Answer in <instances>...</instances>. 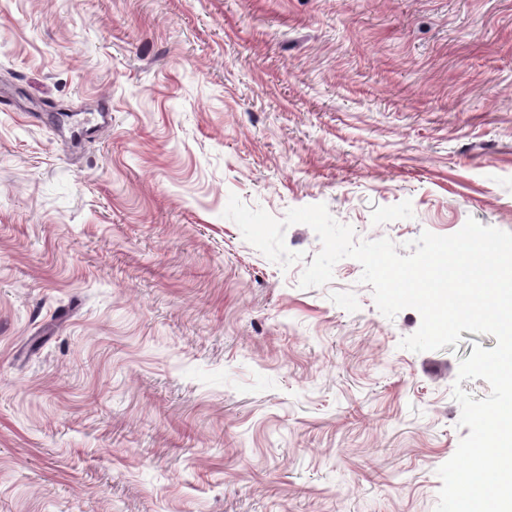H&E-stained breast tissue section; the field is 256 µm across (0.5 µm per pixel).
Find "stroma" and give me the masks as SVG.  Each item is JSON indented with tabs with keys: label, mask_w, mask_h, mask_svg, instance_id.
<instances>
[{
	"label": "stroma",
	"mask_w": 512,
	"mask_h": 512,
	"mask_svg": "<svg viewBox=\"0 0 512 512\" xmlns=\"http://www.w3.org/2000/svg\"><path fill=\"white\" fill-rule=\"evenodd\" d=\"M0 101V512H434L496 338L224 210L512 232V0H0Z\"/></svg>",
	"instance_id": "35a3bbf8"
}]
</instances>
